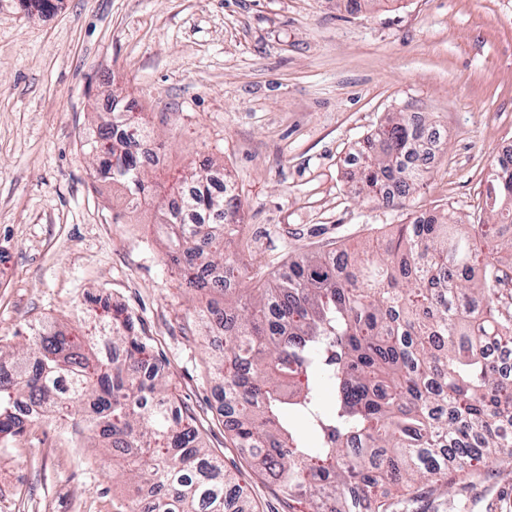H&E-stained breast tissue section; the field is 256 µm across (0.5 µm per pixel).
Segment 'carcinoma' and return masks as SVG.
I'll return each instance as SVG.
<instances>
[{"label": "carcinoma", "instance_id": "obj_1", "mask_svg": "<svg viewBox=\"0 0 512 512\" xmlns=\"http://www.w3.org/2000/svg\"><path fill=\"white\" fill-rule=\"evenodd\" d=\"M114 135L110 117L88 132L95 177L122 185L127 204L178 193L161 213L167 263L190 291L210 279L242 282L224 256V232L240 223V202L208 178L178 175L150 185L136 136ZM401 113L361 145L358 183L380 201L382 179L405 198L423 177L405 157L431 140ZM485 205L492 224L420 215L397 237L336 261L310 253L260 288L220 292L196 312L209 345L224 339L210 370L224 392V427L235 447L308 512H389L390 490L470 476L483 461L512 459V382L485 351L512 349V157L499 158ZM96 333L73 336L31 325L25 344L0 363V446L53 416L112 453V512H249L241 490L205 447L194 415L117 306L91 316ZM39 407L22 421L16 406Z\"/></svg>", "mask_w": 512, "mask_h": 512}]
</instances>
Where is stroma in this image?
<instances>
[{
    "label": "stroma",
    "instance_id": "obj_1",
    "mask_svg": "<svg viewBox=\"0 0 512 512\" xmlns=\"http://www.w3.org/2000/svg\"><path fill=\"white\" fill-rule=\"evenodd\" d=\"M141 112L156 181L227 175L243 221L224 245L246 287L301 254L381 244L423 213L495 221L487 179L512 143V0H59L30 15L0 0V343L30 323L81 332L83 304L125 309L194 411L252 512H301L234 448L186 291L165 261L157 207H127L84 146L108 100ZM426 118L435 162L408 198L359 192L351 160L387 117ZM0 512H112L103 449L56 426L0 447ZM391 512H512V463Z\"/></svg>",
    "mask_w": 512,
    "mask_h": 512
}]
</instances>
